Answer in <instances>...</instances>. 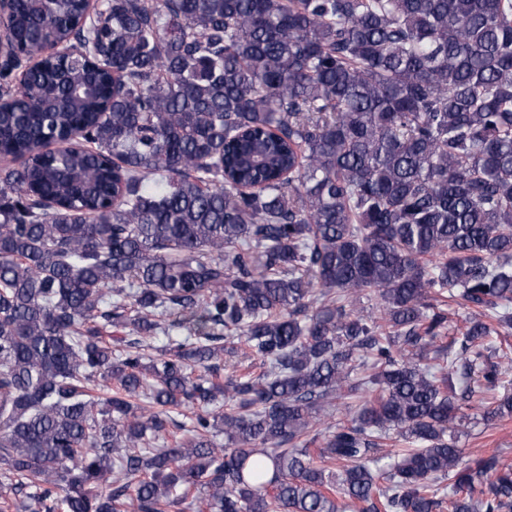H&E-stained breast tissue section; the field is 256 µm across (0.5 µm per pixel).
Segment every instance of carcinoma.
I'll use <instances>...</instances> for the list:
<instances>
[{
	"mask_svg": "<svg viewBox=\"0 0 512 512\" xmlns=\"http://www.w3.org/2000/svg\"><path fill=\"white\" fill-rule=\"evenodd\" d=\"M10 30L4 509L512 512L449 434L512 416V0H14Z\"/></svg>",
	"mask_w": 512,
	"mask_h": 512,
	"instance_id": "obj_1",
	"label": "carcinoma"
}]
</instances>
